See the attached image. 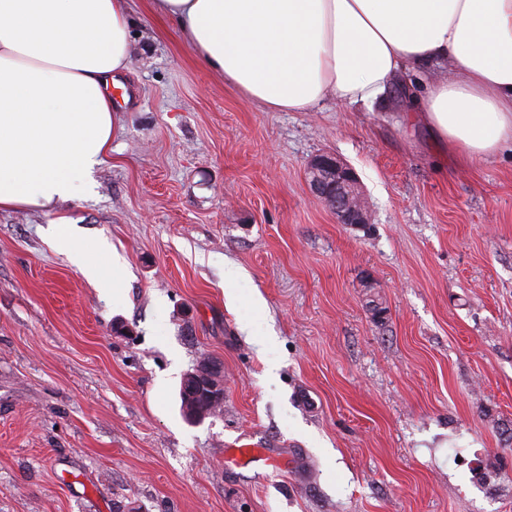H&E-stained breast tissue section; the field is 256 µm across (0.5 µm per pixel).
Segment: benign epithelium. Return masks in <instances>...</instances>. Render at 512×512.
I'll list each match as a JSON object with an SVG mask.
<instances>
[{"mask_svg": "<svg viewBox=\"0 0 512 512\" xmlns=\"http://www.w3.org/2000/svg\"><path fill=\"white\" fill-rule=\"evenodd\" d=\"M311 191L336 216L339 224H367V211L361 197L349 192L356 185L353 170L337 158L321 154L312 159L307 167ZM190 391L202 398L205 406L187 411L190 423H200L212 416L224 404V367L207 361L197 363L188 373Z\"/></svg>", "mask_w": 512, "mask_h": 512, "instance_id": "7a95c632", "label": "benign epithelium"}]
</instances>
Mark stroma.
Wrapping results in <instances>:
<instances>
[{"instance_id":"1","label":"stroma","mask_w":512,"mask_h":512,"mask_svg":"<svg viewBox=\"0 0 512 512\" xmlns=\"http://www.w3.org/2000/svg\"><path fill=\"white\" fill-rule=\"evenodd\" d=\"M150 5L94 189L0 211V512H512V153L444 165L392 96L264 111ZM320 154L369 223L312 194ZM206 357L224 405L191 424Z\"/></svg>"}]
</instances>
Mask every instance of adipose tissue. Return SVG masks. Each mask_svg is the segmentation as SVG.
<instances>
[{
  "label": "adipose tissue",
  "instance_id": "obj_1",
  "mask_svg": "<svg viewBox=\"0 0 512 512\" xmlns=\"http://www.w3.org/2000/svg\"><path fill=\"white\" fill-rule=\"evenodd\" d=\"M197 59L271 112L419 110L449 162L512 151V0H152ZM127 0H0V210L49 209L112 151L106 89L131 64Z\"/></svg>",
  "mask_w": 512,
  "mask_h": 512
}]
</instances>
